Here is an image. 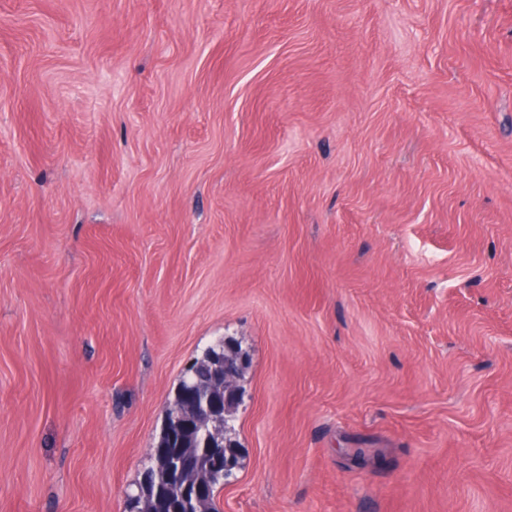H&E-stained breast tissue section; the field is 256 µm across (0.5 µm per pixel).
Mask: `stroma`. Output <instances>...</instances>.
Returning a JSON list of instances; mask_svg holds the SVG:
<instances>
[{
    "mask_svg": "<svg viewBox=\"0 0 512 512\" xmlns=\"http://www.w3.org/2000/svg\"><path fill=\"white\" fill-rule=\"evenodd\" d=\"M221 336V512H512V0H0V512Z\"/></svg>",
    "mask_w": 512,
    "mask_h": 512,
    "instance_id": "35a3bbf8",
    "label": "stroma"
}]
</instances>
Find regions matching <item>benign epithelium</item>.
<instances>
[{"instance_id": "obj_1", "label": "benign epithelium", "mask_w": 512, "mask_h": 512, "mask_svg": "<svg viewBox=\"0 0 512 512\" xmlns=\"http://www.w3.org/2000/svg\"><path fill=\"white\" fill-rule=\"evenodd\" d=\"M204 355L212 364L210 384L195 387L191 381L192 369H187L184 380L192 399L169 409L159 443L152 449L161 483L180 489L183 509L179 512H207L210 486L227 482L237 468L232 454H224V436L232 432L227 402L238 403L241 399L239 367L244 357L224 338L207 346ZM196 444L203 448L200 456L192 458L184 454V448Z\"/></svg>"}]
</instances>
